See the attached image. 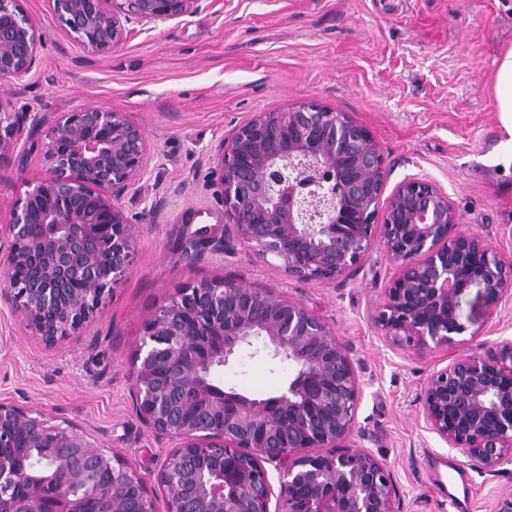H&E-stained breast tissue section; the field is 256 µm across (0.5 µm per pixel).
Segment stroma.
Returning a JSON list of instances; mask_svg holds the SVG:
<instances>
[{"label": "stroma", "instance_id": "obj_1", "mask_svg": "<svg viewBox=\"0 0 512 512\" xmlns=\"http://www.w3.org/2000/svg\"><path fill=\"white\" fill-rule=\"evenodd\" d=\"M21 7L42 48L30 72L0 78V106L50 124L88 106L126 112L149 151L123 204L132 214L158 211L135 229L125 283L78 333L44 344L0 305V401L76 425L154 483L174 443L136 413L130 358L145 322L200 280L272 288L318 313L347 349L361 382L353 437L391 471L400 512H494L512 494V459L488 473L428 430L421 393L446 359L387 344L372 321L394 273L389 254L377 245L336 280L299 281L225 243L211 156L254 113L319 100L372 132L388 188L409 178L435 183L459 232L512 263V153L501 146L493 87L512 46V0H199V13L130 23L124 45L106 54L88 53L65 32L52 0ZM18 150L24 163L0 162V271L11 210L42 173L28 136ZM189 223L211 227L214 238L194 257L184 251ZM463 307L471 323L453 354L512 342V297L491 317L473 296ZM290 371L247 351L222 378L265 398L287 386Z\"/></svg>", "mask_w": 512, "mask_h": 512}]
</instances>
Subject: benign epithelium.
Returning <instances> with one entry per match:
<instances>
[{"label": "benign epithelium", "instance_id": "obj_1", "mask_svg": "<svg viewBox=\"0 0 512 512\" xmlns=\"http://www.w3.org/2000/svg\"><path fill=\"white\" fill-rule=\"evenodd\" d=\"M197 2L53 0L65 31L92 54L123 45L134 19H177L197 13ZM40 46L19 0H0V77L28 73ZM19 131L0 105V160ZM147 150L143 130L108 107L67 112L44 135L42 176L8 224L0 303L45 343L80 330L124 283L136 225L153 209L135 219L121 199ZM212 161L224 238L278 260L290 277L333 281L383 245L395 273L372 319L392 346L446 349L468 329L465 296L475 293L491 316L512 295V265L458 231L436 184L409 179L385 194L383 152L346 112L313 99L257 112ZM254 345L292 366L283 392L252 398L218 382ZM131 364L140 418L175 441L156 477L166 512H398L390 470L352 443L360 380L346 348L274 289L227 280L183 288L145 323ZM423 414L450 447L496 471L512 458V345H486L434 374ZM0 512H156L155 493L75 426L0 402Z\"/></svg>", "mask_w": 512, "mask_h": 512}]
</instances>
